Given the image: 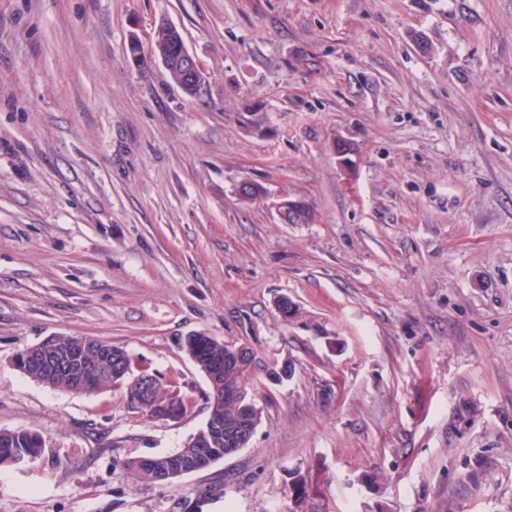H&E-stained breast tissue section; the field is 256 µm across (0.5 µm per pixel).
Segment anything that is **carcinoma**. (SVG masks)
<instances>
[{
	"label": "carcinoma",
	"instance_id": "cac0c4a2",
	"mask_svg": "<svg viewBox=\"0 0 512 512\" xmlns=\"http://www.w3.org/2000/svg\"><path fill=\"white\" fill-rule=\"evenodd\" d=\"M183 45L178 30L164 23L157 30L153 52L175 58ZM182 349L195 356V364L202 373L206 374L213 369L220 372L218 378L209 383V400L224 404V421L218 437H207L199 441L196 447H182L180 451L192 461L204 459L208 462H217L224 458L227 441L237 431L245 415L241 405L230 398H224L225 393L242 383L243 376L224 359V344L205 333H197L191 339L185 338ZM27 376L41 384L75 394H86L116 386V380L112 379V360L101 359L92 350L85 353L82 371L77 376L50 368H45L37 374L29 372ZM44 451L45 441L35 431L25 428L0 430V468L15 466L23 458L31 457L38 460Z\"/></svg>",
	"mask_w": 512,
	"mask_h": 512
}]
</instances>
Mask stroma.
Returning a JSON list of instances; mask_svg holds the SVG:
<instances>
[{"label": "stroma", "instance_id": "obj_1", "mask_svg": "<svg viewBox=\"0 0 512 512\" xmlns=\"http://www.w3.org/2000/svg\"><path fill=\"white\" fill-rule=\"evenodd\" d=\"M163 23L199 97L149 54ZM198 332L291 375L254 377L247 448L136 478L124 460L208 420L180 347ZM54 335L125 349L187 413L31 380L16 353ZM18 428L46 450L0 469V512H512V0H0V430ZM183 45L184 42L178 30L167 23H163L157 30L153 55L157 52H161L163 55L169 56L170 58H176ZM177 62L184 76L192 83H200L203 80V71L200 62L186 47L178 56ZM127 384L126 380L123 381V385L126 388V403L128 408L132 409L135 412L141 413L148 420L155 421H165V420H173L179 418L184 413L182 412V399L178 396L173 397L174 402H178L177 407H171L170 405L162 404L158 410V412L154 415L157 408L155 407V401H147L140 409L133 408V404L127 399ZM154 415V416H153ZM153 416V418H152Z\"/></svg>", "mask_w": 512, "mask_h": 512}]
</instances>
